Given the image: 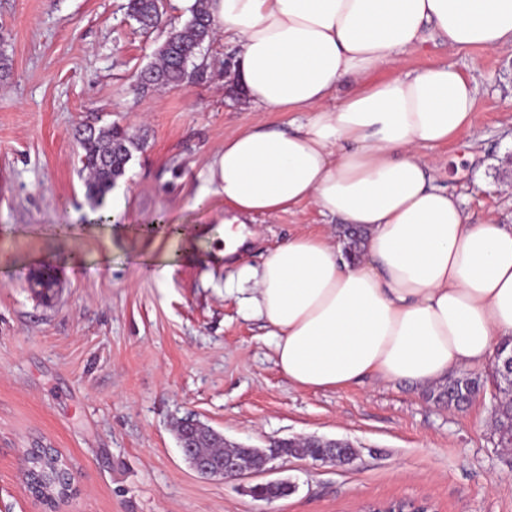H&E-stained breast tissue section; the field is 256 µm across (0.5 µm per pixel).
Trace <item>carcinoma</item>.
<instances>
[{"label": "carcinoma", "instance_id": "1", "mask_svg": "<svg viewBox=\"0 0 512 512\" xmlns=\"http://www.w3.org/2000/svg\"><path fill=\"white\" fill-rule=\"evenodd\" d=\"M127 15L144 31L156 29L162 24L161 0H128ZM212 36L209 0H195L191 7V17L181 28L172 29L158 47V64L148 67L141 75L142 88H178L185 82L205 80L208 74L207 66L203 63L195 64L193 60L203 48V44L211 40ZM75 139L81 149L79 160L82 171L87 173L86 197L92 208L97 209L118 180L125 175L134 142L125 132L112 126L79 127L75 130ZM338 233L347 243V257H357L365 233L344 224L339 226ZM495 382L498 397L494 404L493 423L497 444L503 448H512V371L499 370ZM485 384L486 380L482 375L462 372L448 377L442 384L429 388L425 396L438 406L459 408L476 396ZM302 449L308 456L340 465L352 463L357 455L356 450L347 443H338L334 448H324L319 441L302 444L292 440L282 442L278 452L282 456H288L298 454ZM232 452L241 457L252 470L261 469L265 457L270 455L268 449L261 452L255 448L237 447L232 449ZM291 493L292 486L286 482L276 485L256 484L249 488L250 496L259 500L267 497L280 499Z\"/></svg>", "mask_w": 512, "mask_h": 512}]
</instances>
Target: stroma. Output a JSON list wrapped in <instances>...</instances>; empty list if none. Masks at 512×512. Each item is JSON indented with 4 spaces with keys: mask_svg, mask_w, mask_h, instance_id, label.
Returning <instances> with one entry per match:
<instances>
[{
    "mask_svg": "<svg viewBox=\"0 0 512 512\" xmlns=\"http://www.w3.org/2000/svg\"><path fill=\"white\" fill-rule=\"evenodd\" d=\"M125 2L0 0V512H44L23 478L25 450L41 447L59 450L75 486L57 512H366L399 499L432 512H512V453L491 435L490 394L456 410L405 382L296 387L216 252L153 277L134 260L136 235L90 230L79 125L112 124L137 144L101 214L214 228L222 206L192 202L217 148L241 128L288 120L226 94L228 47L216 37L201 51L207 81L139 90L138 74L194 0H164L165 24L150 34ZM447 63L475 85L476 121L424 155L471 223L512 225V48L433 44L403 67ZM328 224L308 202L256 217L242 258L260 264L278 242ZM33 269L57 279L51 302L27 287ZM189 413L238 444L313 435L348 441L358 456L342 466L295 455L235 480L204 478L177 444ZM277 480L295 492L272 502L247 493Z\"/></svg>",
    "mask_w": 512,
    "mask_h": 512,
    "instance_id": "obj_1",
    "label": "stroma"
}]
</instances>
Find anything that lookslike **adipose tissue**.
Instances as JSON below:
<instances>
[{"instance_id":"obj_1","label":"adipose tissue","mask_w":512,"mask_h":512,"mask_svg":"<svg viewBox=\"0 0 512 512\" xmlns=\"http://www.w3.org/2000/svg\"><path fill=\"white\" fill-rule=\"evenodd\" d=\"M247 106L291 113L225 137L196 206L224 205L225 254L246 220L310 202L367 231L357 259L333 233L296 235L238 269L247 317L294 385L372 378L428 386L483 367L512 337V225L473 224L422 151L475 121L458 68L403 71L428 44L512 46V0H210ZM391 77H383V70ZM143 260L170 276L202 243L194 224L139 227Z\"/></svg>"}]
</instances>
